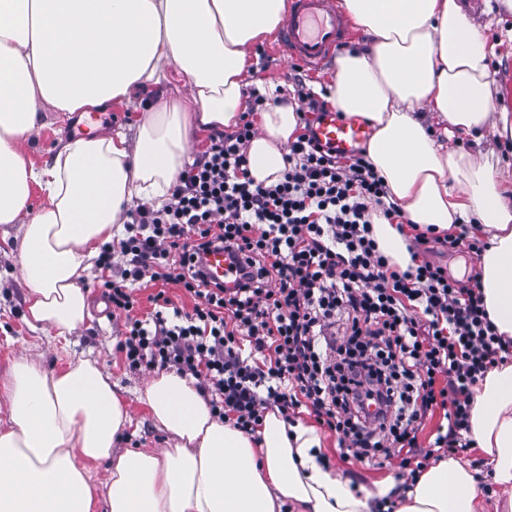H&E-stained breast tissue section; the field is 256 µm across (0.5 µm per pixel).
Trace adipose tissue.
<instances>
[{
	"mask_svg": "<svg viewBox=\"0 0 512 512\" xmlns=\"http://www.w3.org/2000/svg\"><path fill=\"white\" fill-rule=\"evenodd\" d=\"M368 37L336 59L327 100L373 133L365 154L408 218L442 231L472 218L489 231L480 287L498 335L512 341V189L494 163L449 149L430 128L462 136L493 128L512 136L498 106L490 61L467 0H342ZM286 0H0V224L21 223L25 320L66 335L89 315L80 280L107 241L121 236L133 201L162 204L194 138L234 130L253 82L251 46L283 22ZM192 103L173 100L170 67ZM154 101L133 134L64 141L43 165L22 146L39 126L38 102L87 112ZM297 104H269L248 145L249 175L276 183L301 125ZM46 202L33 207V190ZM0 431V512H92L91 464L108 466L110 512H379L394 487H351L319 459L322 437L267 411L249 435L215 418L195 378L162 371L139 393L174 445L116 444L131 424L127 404L96 359L60 372L16 361ZM472 437L505 499L487 501L468 464L436 460L398 512H512V358L489 370L473 396Z\"/></svg>",
	"mask_w": 512,
	"mask_h": 512,
	"instance_id": "1",
	"label": "adipose tissue"
}]
</instances>
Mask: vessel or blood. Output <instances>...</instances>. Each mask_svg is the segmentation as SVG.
<instances>
[{"label":"vessel or blood","mask_w":512,"mask_h":512,"mask_svg":"<svg viewBox=\"0 0 512 512\" xmlns=\"http://www.w3.org/2000/svg\"><path fill=\"white\" fill-rule=\"evenodd\" d=\"M350 31V22L335 0H290L287 25L279 34L275 48L287 59L316 71L349 38ZM313 133L337 153L349 154L367 137L368 128L359 118L343 120L328 111L320 113Z\"/></svg>","instance_id":"obj_1"}]
</instances>
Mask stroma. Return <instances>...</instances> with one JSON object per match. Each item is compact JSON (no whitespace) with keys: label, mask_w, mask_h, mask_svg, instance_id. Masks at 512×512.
<instances>
[{"label":"stroma","mask_w":512,"mask_h":512,"mask_svg":"<svg viewBox=\"0 0 512 512\" xmlns=\"http://www.w3.org/2000/svg\"><path fill=\"white\" fill-rule=\"evenodd\" d=\"M476 22L483 35L496 46V55L490 67L496 73L498 95L512 108V41H506V32L512 31V12L504 10L497 0H470ZM272 40H265L251 49L256 78L275 85L284 96L298 99L314 90L315 86H328L335 77L333 65L311 73L301 66L287 63L272 50ZM41 127L28 139L23 150L27 159L41 164L50 157L61 141L69 139L72 121L67 113L53 111L41 104ZM449 147L463 148L477 155L494 154L499 160V173L512 172V140H501L492 129H485L480 139L456 136L448 141ZM21 234L17 224L0 226V387L9 378L15 361L23 358L37 360L46 371L64 369L68 362L79 356L95 358L110 373L126 400L133 418L131 427L122 435L124 448L157 450L169 447L165 433L156 429L148 418L146 407L139 401L138 392L152 377V370L128 366L118 349L121 322L112 316V307L103 296L101 281L95 269H88L81 284L88 293L89 317L67 337H59L51 328L32 329L24 320L23 299L26 287L20 274V256L16 238ZM323 453L329 465L354 486L373 488L384 478H398V459L384 465L342 459L337 436L323 431Z\"/></svg>","instance_id":"35a3bbf8"}]
</instances>
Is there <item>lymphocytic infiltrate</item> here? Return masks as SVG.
<instances>
[{
	"instance_id": "1",
	"label": "lymphocytic infiltrate",
	"mask_w": 512,
	"mask_h": 512,
	"mask_svg": "<svg viewBox=\"0 0 512 512\" xmlns=\"http://www.w3.org/2000/svg\"><path fill=\"white\" fill-rule=\"evenodd\" d=\"M254 135L245 117L214 133L163 205L128 211L123 238L104 245L100 270L123 259L104 294L125 316L126 361L206 380L214 417L248 434L270 408L285 417L306 408L355 459L399 456L402 478L416 481L426 466L412 459L424 419L444 412L439 450L471 447L474 389L512 355L479 285L425 258L434 248L478 254L485 244L465 224L421 229L410 243L417 260L399 270L378 251L372 216L407 219L365 154L340 164L307 131L266 186L249 176ZM218 249L234 273L229 288L203 267ZM146 281L180 285L192 311L161 305L135 316V288Z\"/></svg>"
}]
</instances>
